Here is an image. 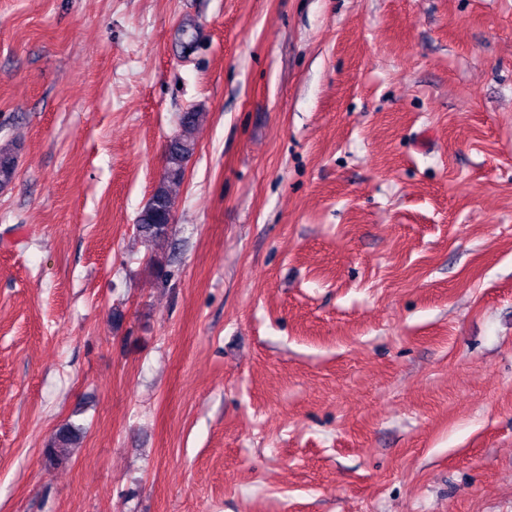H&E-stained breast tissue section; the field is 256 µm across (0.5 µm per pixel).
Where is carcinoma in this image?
Here are the masks:
<instances>
[{
    "label": "carcinoma",
    "mask_w": 512,
    "mask_h": 512,
    "mask_svg": "<svg viewBox=\"0 0 512 512\" xmlns=\"http://www.w3.org/2000/svg\"><path fill=\"white\" fill-rule=\"evenodd\" d=\"M205 118V113L191 110L183 114L180 131L166 146V174L153 190L147 204L136 220L138 238L148 242L157 251L167 249L169 243V218L172 217L173 199L171 187L184 179L186 165L193 155L196 141L195 129ZM17 168L16 147L7 143L0 147V187L12 182ZM82 428L73 424L61 426L43 448V455L52 466L67 464L72 457V449L80 444Z\"/></svg>",
    "instance_id": "cac0c4a2"
}]
</instances>
